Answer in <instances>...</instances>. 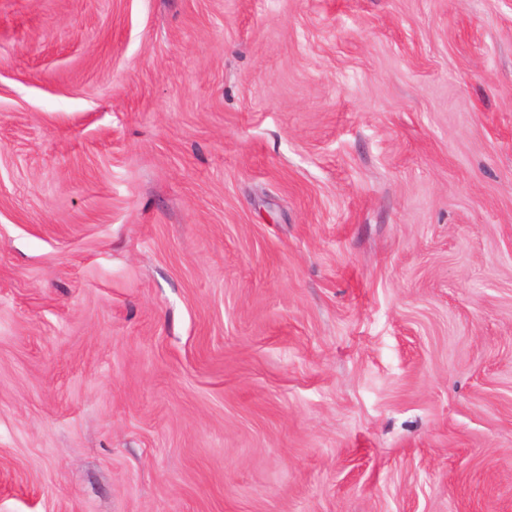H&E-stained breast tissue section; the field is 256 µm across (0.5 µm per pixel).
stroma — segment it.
<instances>
[{"label": "stroma", "instance_id": "35a3bbf8", "mask_svg": "<svg viewBox=\"0 0 512 512\" xmlns=\"http://www.w3.org/2000/svg\"><path fill=\"white\" fill-rule=\"evenodd\" d=\"M0 512H512V0H0Z\"/></svg>", "mask_w": 512, "mask_h": 512}]
</instances>
